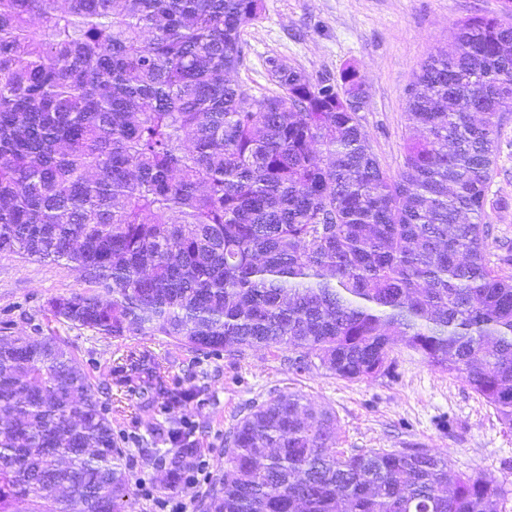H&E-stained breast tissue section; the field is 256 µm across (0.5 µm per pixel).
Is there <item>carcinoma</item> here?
<instances>
[{"label":"carcinoma","mask_w":512,"mask_h":512,"mask_svg":"<svg viewBox=\"0 0 512 512\" xmlns=\"http://www.w3.org/2000/svg\"><path fill=\"white\" fill-rule=\"evenodd\" d=\"M454 24L407 92L414 131L388 175L353 66L266 59L231 78L264 0H0V254L66 261L88 288L57 321L149 330L196 351L281 346L348 380L403 346L512 429V273L487 253L486 194L512 110V0ZM112 392L168 406L194 387L129 355ZM55 336L0 341V512H125L108 406ZM170 472L193 428L164 430ZM336 418L277 395L229 434L204 512H501L508 491L445 453L335 448Z\"/></svg>","instance_id":"carcinoma-1"}]
</instances>
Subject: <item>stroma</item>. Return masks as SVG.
Returning a JSON list of instances; mask_svg holds the SVG:
<instances>
[{
    "label": "stroma",
    "instance_id": "1",
    "mask_svg": "<svg viewBox=\"0 0 512 512\" xmlns=\"http://www.w3.org/2000/svg\"><path fill=\"white\" fill-rule=\"evenodd\" d=\"M500 10L501 0H264L261 19L243 35L246 61L236 78L258 91L270 88L265 60L273 55L314 77L356 66L371 98L361 124L381 168L394 175L411 136L407 90L423 63L450 46L455 21ZM486 212L491 259L512 257V113L503 121ZM82 287L66 262L0 256V336L59 337L96 384L110 379L118 359L145 350L168 366L170 380L201 387L186 417L195 426L197 453L209 461L210 479L190 489L175 484L163 464L170 444L157 430L171 412L161 396L148 390L134 395L137 409L111 412L123 466L132 483L149 482L155 496H179L189 512H203L211 483L224 476L219 461L232 428L255 406L290 393L335 415L337 448L447 451L453 469L505 486V510L512 512V430L462 380L432 369L414 352L396 348L389 372L349 381L321 367L297 371L280 346L240 356L194 351L160 334L112 338L50 318L49 298Z\"/></svg>",
    "mask_w": 512,
    "mask_h": 512
}]
</instances>
